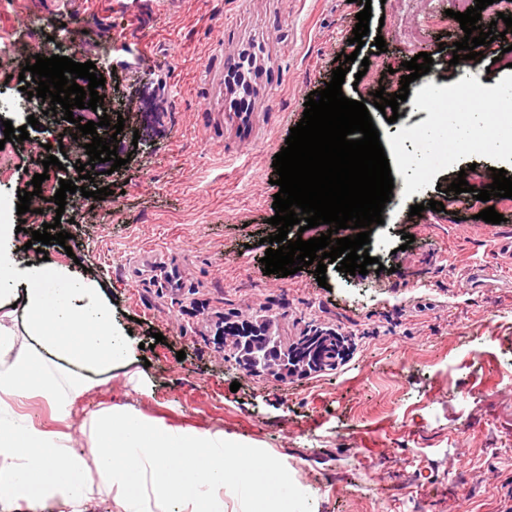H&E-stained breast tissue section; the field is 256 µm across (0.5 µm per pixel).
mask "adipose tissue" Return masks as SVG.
I'll use <instances>...</instances> for the list:
<instances>
[{
    "instance_id": "ef3b65f1",
    "label": "adipose tissue",
    "mask_w": 512,
    "mask_h": 512,
    "mask_svg": "<svg viewBox=\"0 0 512 512\" xmlns=\"http://www.w3.org/2000/svg\"><path fill=\"white\" fill-rule=\"evenodd\" d=\"M14 237V225L0 224V504L9 512L16 507L18 486L27 489L32 503L52 489L83 497L116 485L123 490L117 503L127 512L148 482L159 501L201 512L202 488H224L244 473L253 482V499L270 506L275 463L254 461L246 448L225 461L223 436H175L119 409L97 420L88 466L13 410L19 398L42 396L67 412L88 379L111 372L132 353L130 338L114 328L112 305L95 280L65 275L48 261L17 266ZM18 309L24 314L23 343L12 319Z\"/></svg>"
}]
</instances>
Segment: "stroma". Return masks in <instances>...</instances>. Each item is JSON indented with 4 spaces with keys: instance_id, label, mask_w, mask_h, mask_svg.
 Returning a JSON list of instances; mask_svg holds the SVG:
<instances>
[{
    "instance_id": "1",
    "label": "stroma",
    "mask_w": 512,
    "mask_h": 512,
    "mask_svg": "<svg viewBox=\"0 0 512 512\" xmlns=\"http://www.w3.org/2000/svg\"><path fill=\"white\" fill-rule=\"evenodd\" d=\"M456 0H0V122L26 125L0 165V221L23 223L21 259L34 257L33 231L52 223L40 210L75 157L73 123L45 113L20 89L34 55L52 51L93 62L97 92L124 119L117 153L125 165L96 164L87 190L105 199L66 207L67 246L45 254L59 270L97 280L113 317L134 344L128 366L89 384L68 414L44 398L15 404L38 428L64 437L74 459L91 461L90 424L112 408L181 436L222 434L274 459L292 512H512V263L495 248L504 221L445 203L458 174L480 186L490 169L512 177V154L463 147L427 154L408 143L434 120L429 77L455 102L462 73L442 46L459 23ZM370 9L361 49L350 42L356 15ZM387 49L375 53V38ZM359 53L342 91L363 102L384 149L400 146L393 195L410 192L418 216L385 208L372 224L367 275L327 262L266 274L261 238L272 233L278 186L274 156L324 89L340 55ZM431 55V74L409 85L397 122L375 108L373 91L397 92L405 61ZM369 67H362L361 58ZM485 97L512 93V51L474 66ZM61 167H43L48 155ZM47 173L31 212L18 196ZM414 235L403 245L402 233ZM490 265L496 283L470 287L467 270ZM267 325L281 350L314 330L344 349L332 371L280 379L246 369L224 343L225 325ZM163 334L154 342V334ZM185 352L177 360V352ZM238 391H231L232 382ZM21 512H118L114 495L83 503L53 492Z\"/></svg>"
}]
</instances>
